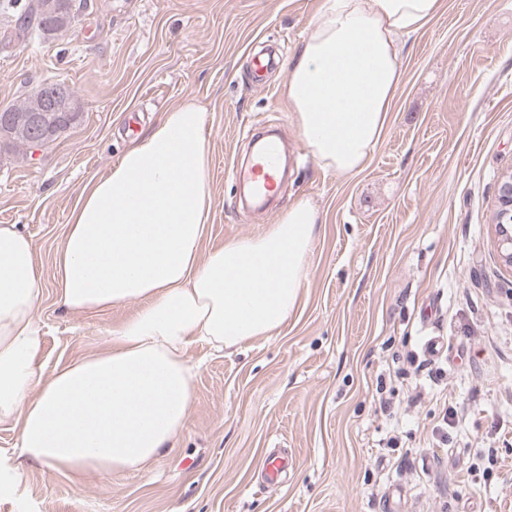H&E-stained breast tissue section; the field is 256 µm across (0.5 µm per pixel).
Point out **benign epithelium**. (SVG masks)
<instances>
[{
  "label": "benign epithelium",
  "mask_w": 512,
  "mask_h": 512,
  "mask_svg": "<svg viewBox=\"0 0 512 512\" xmlns=\"http://www.w3.org/2000/svg\"><path fill=\"white\" fill-rule=\"evenodd\" d=\"M84 7V0H40L37 9L42 20V28L50 33L60 25L69 22L72 15L78 14ZM45 106L42 115L17 116L11 112L0 113V127L8 129L15 123L27 127L31 144L35 148L44 146L53 134L70 126L75 121L76 108L72 107L65 91V85L56 81L40 87ZM498 209V249L501 261L512 266V168L501 172L497 185Z\"/></svg>",
  "instance_id": "1"
}]
</instances>
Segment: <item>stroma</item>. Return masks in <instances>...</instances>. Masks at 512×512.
<instances>
[{"instance_id":"stroma-1","label":"stroma","mask_w":512,"mask_h":512,"mask_svg":"<svg viewBox=\"0 0 512 512\" xmlns=\"http://www.w3.org/2000/svg\"><path fill=\"white\" fill-rule=\"evenodd\" d=\"M320 0H90L51 43L0 41V108L40 84L78 95V125L0 150V224L36 247L46 367L99 351L136 301L72 314L54 258L84 184L191 99L209 112L205 247L264 232L292 202L322 212L297 311L273 336L197 364L184 428L138 473L81 481L36 463L0 512H512V268L497 252L498 175L512 167V0H443L402 45L384 137L359 173L320 169L281 97L253 84L258 43L290 57ZM291 149L277 205L243 209L230 168L250 129ZM447 345L440 356L428 340ZM454 413V424L443 422ZM287 456L279 483L263 470Z\"/></svg>"}]
</instances>
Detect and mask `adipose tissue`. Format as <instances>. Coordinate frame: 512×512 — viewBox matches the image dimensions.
<instances>
[{
  "label": "adipose tissue",
  "mask_w": 512,
  "mask_h": 512,
  "mask_svg": "<svg viewBox=\"0 0 512 512\" xmlns=\"http://www.w3.org/2000/svg\"><path fill=\"white\" fill-rule=\"evenodd\" d=\"M441 0H322L289 57L282 95L323 171L355 174L382 142L403 79L401 36ZM207 110L187 100L89 180L55 254L56 302L70 313L131 301L107 349L45 371L35 314L44 284L33 240L0 224V425L15 460L82 479L139 471L187 419L196 342L215 351L273 335L297 309L321 222L308 199L260 235L204 248L213 193Z\"/></svg>",
  "instance_id": "1"
}]
</instances>
